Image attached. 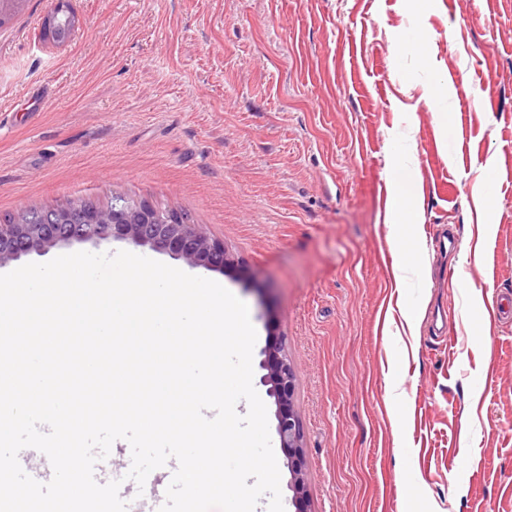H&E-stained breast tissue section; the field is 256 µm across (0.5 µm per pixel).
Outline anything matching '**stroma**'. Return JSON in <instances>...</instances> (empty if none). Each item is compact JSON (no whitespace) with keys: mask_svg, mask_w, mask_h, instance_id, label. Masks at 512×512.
I'll list each match as a JSON object with an SVG mask.
<instances>
[{"mask_svg":"<svg viewBox=\"0 0 512 512\" xmlns=\"http://www.w3.org/2000/svg\"><path fill=\"white\" fill-rule=\"evenodd\" d=\"M66 2L67 41L57 0L0 24V222L187 214L283 336L312 512H512V0ZM391 185L395 205L392 223H412L415 215L411 213L410 206L416 195V187L406 167L399 165L394 169Z\"/></svg>","mask_w":512,"mask_h":512,"instance_id":"35a3bbf8","label":"stroma"}]
</instances>
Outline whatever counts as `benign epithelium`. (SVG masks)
<instances>
[{"label": "benign epithelium", "mask_w": 512, "mask_h": 512, "mask_svg": "<svg viewBox=\"0 0 512 512\" xmlns=\"http://www.w3.org/2000/svg\"><path fill=\"white\" fill-rule=\"evenodd\" d=\"M122 241L168 253L194 267L227 273L241 260L224 242L210 237L196 224H185L171 215L162 217L155 208L122 196L108 207L75 203L43 218L20 215L0 224V265L31 253H43L60 243ZM260 383L274 406L275 432L285 451L288 489L295 512H311L306 486V458L302 423L295 411L296 377L281 335L269 332L261 351Z\"/></svg>", "instance_id": "obj_1"}]
</instances>
